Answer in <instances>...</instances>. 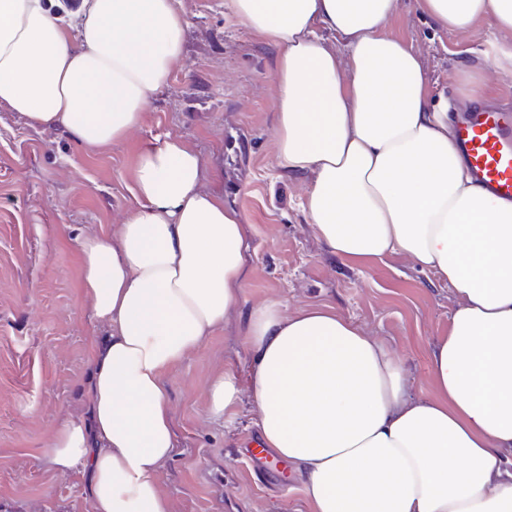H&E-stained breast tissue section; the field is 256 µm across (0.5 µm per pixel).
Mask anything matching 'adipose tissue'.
I'll return each instance as SVG.
<instances>
[{
  "label": "adipose tissue",
  "instance_id": "obj_1",
  "mask_svg": "<svg viewBox=\"0 0 512 512\" xmlns=\"http://www.w3.org/2000/svg\"><path fill=\"white\" fill-rule=\"evenodd\" d=\"M443 30L490 19L511 43L512 0H418ZM399 0H224L277 51L274 167L306 174L300 207L344 261L408 256L457 305L429 355L434 393L328 305L248 315L247 375L208 383L209 415L244 399L259 444L287 461L311 512H512V202L467 174L418 51L386 28ZM176 0H0V105L89 148L140 128L184 52ZM176 136L139 152L136 205L116 232L76 239L89 343L86 410L46 447L92 512H172L161 489L177 438L168 377L238 309L243 217L204 191Z\"/></svg>",
  "mask_w": 512,
  "mask_h": 512
}]
</instances>
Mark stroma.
I'll list each match as a JSON object with an SVG mask.
<instances>
[{
	"label": "stroma",
	"instance_id": "1",
	"mask_svg": "<svg viewBox=\"0 0 512 512\" xmlns=\"http://www.w3.org/2000/svg\"><path fill=\"white\" fill-rule=\"evenodd\" d=\"M188 22L184 54L143 126L88 148L60 128L32 126L0 105V512H91L82 481L56 476L43 450L77 412L96 322L79 293L74 239L116 229L134 205L137 155L155 136L180 137L207 168L204 189L245 218L243 310L280 300L287 310L329 304L405 359L415 393L429 395L432 344L448 332L453 288L407 257L351 265L316 238L299 207L308 175L277 174L275 51L224 9V0H177ZM387 31L419 52L432 90L469 106L467 83L512 106V74L493 64L491 21L436 29L417 0H400ZM238 321L190 354L170 377L177 453L162 477L172 512H309L297 478L279 482L247 452L257 416L208 415L206 387L226 363L246 368Z\"/></svg>",
	"mask_w": 512,
	"mask_h": 512
}]
</instances>
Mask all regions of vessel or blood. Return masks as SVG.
<instances>
[{"mask_svg": "<svg viewBox=\"0 0 512 512\" xmlns=\"http://www.w3.org/2000/svg\"><path fill=\"white\" fill-rule=\"evenodd\" d=\"M471 175L494 196L512 201V113L479 108L458 123Z\"/></svg>", "mask_w": 512, "mask_h": 512, "instance_id": "vessel-or-blood-1", "label": "vessel or blood"}]
</instances>
